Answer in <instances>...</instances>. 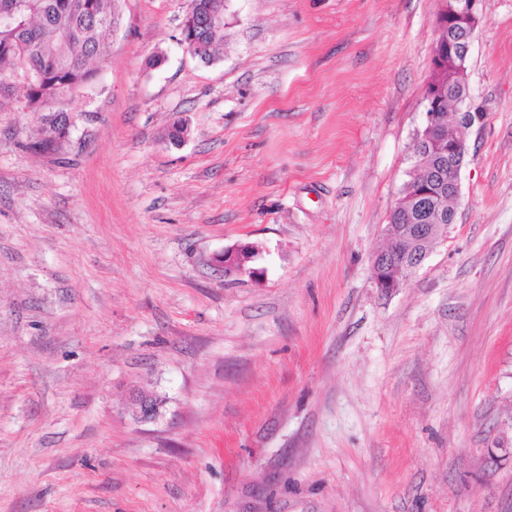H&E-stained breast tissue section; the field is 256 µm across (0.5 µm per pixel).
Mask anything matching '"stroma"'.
Wrapping results in <instances>:
<instances>
[{
  "label": "stroma",
  "instance_id": "stroma-1",
  "mask_svg": "<svg viewBox=\"0 0 512 512\" xmlns=\"http://www.w3.org/2000/svg\"><path fill=\"white\" fill-rule=\"evenodd\" d=\"M188 5L118 0L58 152L0 78V512H512V0L456 222L388 297L438 0H224L209 64ZM394 224H387L385 228L386 233V245L382 251L378 252L372 260V276L376 288H379L380 292L384 295H393L398 292L399 288H402L404 281L411 277L428 259L430 251L426 250L419 253H405L400 265L398 262H391L388 266V261L396 255H400L399 248V237L395 234ZM388 276L391 279L382 277V273L387 269ZM399 266L403 268L405 277L401 280L396 278L397 276H403V272L399 269ZM259 248L255 244H237L231 248L224 249V252L216 254L213 261L216 265L224 268L227 274H256L257 269L250 266L257 255Z\"/></svg>",
  "mask_w": 512,
  "mask_h": 512
}]
</instances>
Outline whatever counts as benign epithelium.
<instances>
[{
    "label": "benign epithelium",
    "instance_id": "benign-epithelium-1",
    "mask_svg": "<svg viewBox=\"0 0 512 512\" xmlns=\"http://www.w3.org/2000/svg\"><path fill=\"white\" fill-rule=\"evenodd\" d=\"M482 0H439L436 17V40L433 49L431 70L428 76L424 96L425 122L416 131L417 144L422 152L418 153L417 166H422L430 158L434 146H447L445 153L452 161L448 178L449 205L436 204L432 194L425 187L416 185L409 197L397 204L404 207L414 221L410 236L414 238L441 239L446 236L448 225L456 222L457 201L461 192L460 173L466 164L468 152L464 138L460 134L482 122L479 113L473 111L472 97L468 83L469 58L473 37L481 25ZM187 27H205L209 31H218L224 27V12L217 3L205 6V12L189 10L185 18ZM458 33L468 35L466 39L456 37ZM452 109V122H446V115L440 112L442 106ZM386 245L372 260L374 283L384 295H393L404 284V280L386 279L382 273L387 269L388 261L400 254L399 237L393 225L385 228ZM259 248L255 244H237L213 257L216 265L224 269V274L257 273L250 266ZM430 251L407 253L400 262L405 277H411L428 259ZM137 414L142 420L155 418L160 405L155 396L141 390L133 397Z\"/></svg>",
    "mask_w": 512,
    "mask_h": 512
}]
</instances>
